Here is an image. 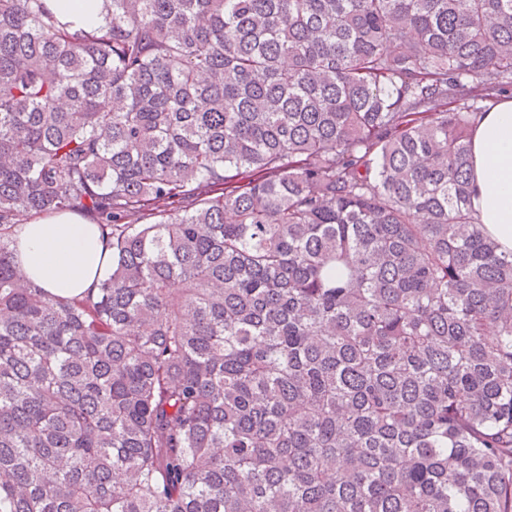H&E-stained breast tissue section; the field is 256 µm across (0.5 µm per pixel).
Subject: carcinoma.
<instances>
[{
	"label": "carcinoma",
	"instance_id": "carcinoma-1",
	"mask_svg": "<svg viewBox=\"0 0 512 512\" xmlns=\"http://www.w3.org/2000/svg\"><path fill=\"white\" fill-rule=\"evenodd\" d=\"M105 3L0 0V512H512V0ZM60 213L80 297L15 270ZM61 20L75 22L84 28H94L105 23L103 0H52ZM475 217L498 242L512 250V98L497 100L474 121L471 144ZM32 216L20 224L16 268L50 294L65 298L95 289L112 265V249L97 224L70 214Z\"/></svg>",
	"mask_w": 512,
	"mask_h": 512
}]
</instances>
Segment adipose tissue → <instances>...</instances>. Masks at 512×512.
Returning <instances> with one entry per match:
<instances>
[{
  "label": "adipose tissue",
  "mask_w": 512,
  "mask_h": 512,
  "mask_svg": "<svg viewBox=\"0 0 512 512\" xmlns=\"http://www.w3.org/2000/svg\"><path fill=\"white\" fill-rule=\"evenodd\" d=\"M475 216L501 248L512 250V98L480 112L471 144ZM16 268L50 294L65 298L96 288L112 265V249L97 225L70 214L20 225Z\"/></svg>",
  "instance_id": "1"
}]
</instances>
